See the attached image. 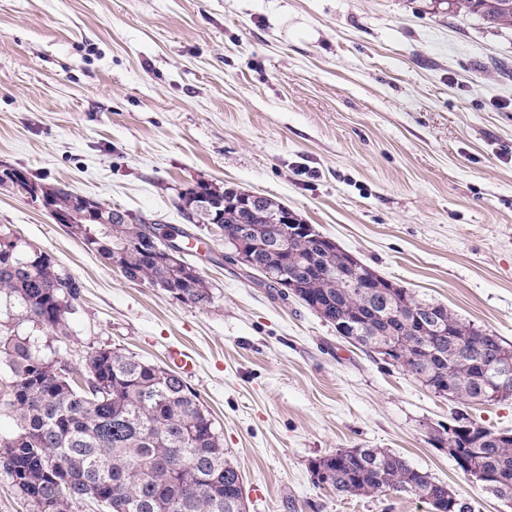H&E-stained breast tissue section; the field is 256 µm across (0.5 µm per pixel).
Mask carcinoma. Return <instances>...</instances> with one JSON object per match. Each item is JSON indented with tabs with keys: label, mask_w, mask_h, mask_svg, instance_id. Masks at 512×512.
Segmentation results:
<instances>
[{
	"label": "carcinoma",
	"mask_w": 512,
	"mask_h": 512,
	"mask_svg": "<svg viewBox=\"0 0 512 512\" xmlns=\"http://www.w3.org/2000/svg\"><path fill=\"white\" fill-rule=\"evenodd\" d=\"M448 12L476 14L497 30L512 29V0H448ZM45 205L68 217L69 232L85 248L112 263V248L129 246L124 277L131 282L169 285L172 298L207 307L213 293L207 281L185 263L172 272L146 244L148 220L124 211L125 219L96 221V205L67 186L41 185ZM224 201L209 184L179 196V210L193 224H208L199 208L200 194ZM285 205L265 198L249 210L222 208L220 229L231 238L241 224H251L273 240L281 235L277 215ZM302 259L313 271L299 288V300L335 329L369 321L342 338L400 369L438 397L461 404L487 398L484 363L497 362L508 374L497 402L512 399V345L496 334L465 322L447 307L409 288L389 284L365 265L349 267L351 255L328 248L318 238L295 232L288 251L256 253L255 283L275 288L274 276ZM350 278L365 276L377 288H350ZM0 294L13 302L11 323H0V412L16 433L0 440V474L28 512H75L87 501L101 512H247L241 471L224 451V438L211 413L182 375L137 359L117 347L94 348L82 364L40 355L31 337L12 328L26 323L52 336L68 335L69 315L81 294L73 276L59 270L41 249L22 239L9 224L0 225ZM412 308L425 322L405 315ZM400 344L387 353L381 347ZM456 418L472 427L470 440H449L448 455L484 475L483 487L512 499V432L495 431L463 413ZM311 472L331 473L340 497L408 495L431 512H471L469 503L448 484L433 480L403 456L379 448L340 449L315 460Z\"/></svg>",
	"instance_id": "1"
}]
</instances>
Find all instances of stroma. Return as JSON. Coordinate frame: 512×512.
Masks as SVG:
<instances>
[{
	"label": "stroma",
	"mask_w": 512,
	"mask_h": 512,
	"mask_svg": "<svg viewBox=\"0 0 512 512\" xmlns=\"http://www.w3.org/2000/svg\"><path fill=\"white\" fill-rule=\"evenodd\" d=\"M65 185L184 229L214 303L131 282L0 183L12 225L82 285L42 355L180 350L244 479L249 512H428L344 498L312 461L382 448L450 484L472 512H512L435 437L456 411L512 431V400L439 398L373 360L296 298L224 260L180 212L206 183L288 206L378 275L512 344V31L446 0H0V171Z\"/></svg>",
	"instance_id": "35a3bbf8"
}]
</instances>
